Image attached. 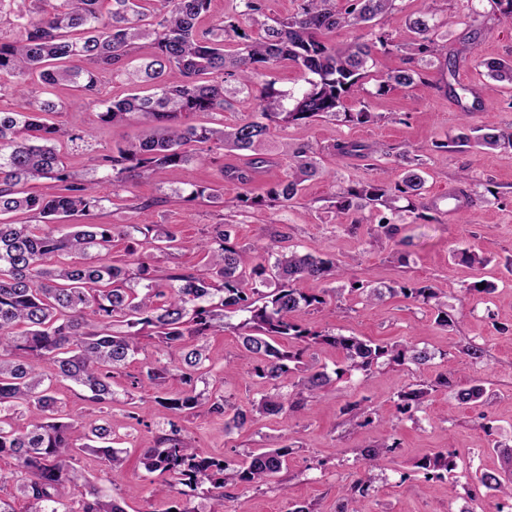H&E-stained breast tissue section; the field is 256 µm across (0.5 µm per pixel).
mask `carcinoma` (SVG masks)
I'll use <instances>...</instances> for the list:
<instances>
[{"mask_svg": "<svg viewBox=\"0 0 512 512\" xmlns=\"http://www.w3.org/2000/svg\"><path fill=\"white\" fill-rule=\"evenodd\" d=\"M101 0H0V21L13 27V37L0 39V88L25 94L29 81L41 87L39 96L22 111L0 112V457L15 461V468L0 471V483L13 482L28 502L27 512H125L121 501L103 494L95 485L78 501L65 497L69 485L89 479L74 465L75 456L92 452L101 461L103 473L114 484L126 468L121 436L108 420L75 423L57 417L58 398L54 383L66 380L88 390L91 399L109 405L114 399V375L137 353L140 338L155 339L161 356L178 362L176 370L184 389L167 397L164 385L168 363L149 365L138 383L153 386L157 401L174 415L203 410L224 418L227 430H243L260 417H281L298 412L311 399L327 396L328 388L346 375L369 373L384 364L413 365L423 369L435 354L411 343H376L356 336L313 331L297 323L298 315L327 304L334 288L305 293L295 287L304 280L327 284L341 276L336 260L327 255L302 253L278 240L248 247L231 243V225L217 224L208 240L197 245L207 259L208 273L178 267L166 275L168 287L160 288L150 265L136 256L138 239L161 251L180 248L176 236L162 224L141 219L133 224H69L60 230L57 219L90 216L101 208L96 183L80 172H71L63 160V139L89 143L93 131L69 134L49 120L58 111L53 89L72 83L89 97L98 93L101 80L123 76L131 84L150 83L155 92L103 102L102 123L121 125L140 121L145 130L139 139L100 158L99 167L114 185L149 178L179 168L201 154L185 150L190 143L208 148L253 151L277 127L306 124L318 118L364 124L374 115L365 109L353 112L347 97L353 87L372 79L377 92L408 88L422 81L421 70L445 56L448 41L439 29L451 20L439 21L436 9L427 6L409 19L414 34L407 44H394L380 33L372 43L329 46L321 35L340 26L373 28L376 20L395 9L397 0H346L336 10V0H301L288 17L268 22L265 0H236L233 15L200 28L210 0H110L107 14ZM258 27L253 38L240 31L239 19ZM396 50L406 66L384 74L371 71L373 48ZM145 51L141 63L129 68L133 49ZM87 60L90 68L72 65ZM291 61L303 72L304 85L296 90L277 87L275 65ZM488 75L512 83V62L486 63ZM221 80H205L209 74ZM263 78L260 111L232 126H196L186 118L197 112H222L231 106L229 95L251 94L255 80ZM441 151L463 148H512V132L490 129L471 136L459 133L453 140L437 142ZM331 151L339 158L363 159L389 156L356 141H337ZM287 177L270 186L265 195L245 193L239 206L250 208L265 202L283 206L295 200L303 182L322 174L315 151L307 144L287 150ZM40 178L61 183L58 191L19 195L18 186ZM426 178L419 168L393 178L360 183L336 194L334 206L341 215L374 209L379 220L376 235L393 237L398 225L431 220L420 202ZM406 205L400 206L398 202ZM25 209L47 221L39 227L11 224L2 216ZM131 240L129 255L135 267L108 260L114 234ZM349 294L373 304L385 295L400 294L437 311L435 322L443 327L452 318L443 310L437 291L428 285L395 282L374 287L368 281L350 282ZM241 313L233 329L242 343V357L251 372L272 385L273 392L245 405L229 402L221 384L233 369L224 367L219 382H210L213 365L200 340L227 327L224 318ZM332 347L342 353V363L333 372L303 362L307 352ZM456 371L438 374L429 385L407 386L398 393V408L405 413L421 409L429 391L444 388L460 404L483 402L481 384L460 387ZM292 391L282 393L290 376ZM343 414L358 424L374 421L376 410L358 403L343 408ZM156 445L142 451L147 471L171 478L157 489L167 498L178 494L166 512H199L191 498L201 489L211 500L208 512H226V487L261 484L280 473L287 462L289 446L276 442L251 451L240 461L200 456L191 438L170 419ZM396 444L381 443L360 448L364 468L336 507V512H362L360 498L375 480L377 462ZM507 468L501 473L475 472L476 491L483 496L512 499V448L500 450ZM455 466L454 455L436 451L424 457L417 468L426 478H442Z\"/></svg>", "mask_w": 512, "mask_h": 512, "instance_id": "cac0c4a2", "label": "carcinoma"}]
</instances>
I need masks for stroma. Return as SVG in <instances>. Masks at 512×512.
<instances>
[{
    "instance_id": "35a3bbf8",
    "label": "stroma",
    "mask_w": 512,
    "mask_h": 512,
    "mask_svg": "<svg viewBox=\"0 0 512 512\" xmlns=\"http://www.w3.org/2000/svg\"><path fill=\"white\" fill-rule=\"evenodd\" d=\"M437 17L449 20L448 43L467 46L466 56L451 70L437 61L425 66L423 82L410 88L395 87L380 95L375 82L365 83L347 104L352 110L374 113L375 121L332 124L315 120L279 128L255 154L224 149L205 165L191 163L120 188L104 179L97 186L103 199L97 222L132 223L137 218L135 205L148 200L152 203L150 221L167 225L183 242V249L172 256L142 245L140 253L154 267L156 277H164L176 266L204 269V256L195 244L214 225H231L232 240L241 246L279 234L287 245L334 257L345 267L343 278L336 282L342 295L330 299L321 311L302 313L303 325L377 342L411 341L435 354L432 365L423 371L392 365L366 376L353 374L333 384L327 399L308 401L288 418H264L243 431L225 430L223 418L216 416L180 419L184 434L205 457L239 460L278 437L291 446L287 469L269 483L232 488L230 512H291L296 504L307 506L310 512H336L342 487L355 480L363 467L355 449L375 446L384 439L395 442L397 448L381 460L364 512H465L472 506L477 512H498V499L483 497L474 502L470 494L476 471H495L503 465L494 444L512 446V149L442 152L434 144L455 136L464 124L512 129V85L492 81L485 67L486 62L512 57V18L503 15L492 0H439ZM133 91L121 77L106 79L97 100L70 87L56 89V99L62 104L55 116L60 126L72 133H95L91 146L68 144L65 162L69 169L93 172L94 158L112 154L141 134L143 126L138 121L109 126L99 120L102 101ZM476 91L484 97L479 108L472 97ZM335 140L381 144L418 156L429 174L423 202L432 222L403 225L396 239L372 238L365 227L376 215L366 210L361 214L362 227L351 229L350 218L337 215L332 205L336 193L349 185L383 178L394 162L335 157L329 151ZM299 143L320 150L324 176L304 182L300 196L288 206L240 207L242 193L264 194L268 186L285 178L284 151L287 145ZM256 155L271 159L272 164L256 173L249 184L222 177L223 169L248 168ZM196 184L215 189L217 200L183 201V194ZM464 249L485 257V264L457 259V252ZM397 251L408 253L407 265L394 261ZM355 279L375 285L395 281L431 285L447 303L455 324L438 326L433 310L400 296L365 304L345 292ZM478 281L492 284L493 292H471V285ZM204 343L215 367L230 361L236 364V374L224 388L231 402L244 405L270 392V385L239 360V341L232 330L214 332ZM468 343L484 347L480 362L470 363L462 354V346ZM156 357L154 339L142 337L125 375L115 380V401L105 409L69 382L55 385L70 418L88 423L104 417L119 431L128 456L124 481L138 488L136 496L125 499L126 512H166L169 506L153 494L162 475L147 472L140 454L154 445L171 413L155 402L151 386H130L131 377ZM450 364L456 366L460 382L489 388L483 406L457 404L440 389L428 395L422 411L410 417L397 413L399 390L433 382ZM361 399L377 409L379 419L350 426L342 409ZM136 405L147 409L140 424L128 417ZM487 425L492 428L488 434L483 431ZM445 448L458 452L456 468L447 480L426 481L415 461Z\"/></svg>"
}]
</instances>
